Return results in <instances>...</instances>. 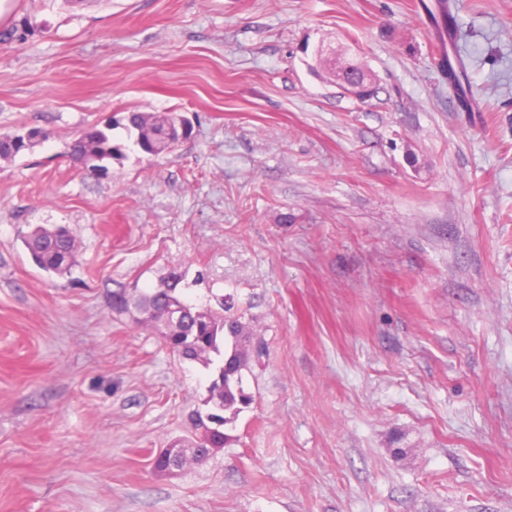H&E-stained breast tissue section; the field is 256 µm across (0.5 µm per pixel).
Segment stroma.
Segmentation results:
<instances>
[{"label": "stroma", "mask_w": 512, "mask_h": 512, "mask_svg": "<svg viewBox=\"0 0 512 512\" xmlns=\"http://www.w3.org/2000/svg\"><path fill=\"white\" fill-rule=\"evenodd\" d=\"M415 2L8 0L0 135H52L0 161V512H512V0H453L444 47ZM129 112L193 131L71 157ZM57 224L62 275L22 243ZM173 267L266 353L223 450L170 477L212 371L112 296ZM441 61L442 75L453 89L460 108L463 111L469 112L474 99L460 61L457 60V65L460 66V69L457 70L456 64L452 62L448 52L446 51L443 53ZM462 79L464 80L465 85ZM114 126L112 122L107 125L97 123L85 129L71 144V155L90 171L103 168L101 163L105 161L121 157L122 147L114 144L112 137Z\"/></svg>", "instance_id": "35a3bbf8"}]
</instances>
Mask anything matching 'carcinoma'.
I'll return each mask as SVG.
<instances>
[{
	"mask_svg": "<svg viewBox=\"0 0 512 512\" xmlns=\"http://www.w3.org/2000/svg\"><path fill=\"white\" fill-rule=\"evenodd\" d=\"M434 24L437 40L445 41L448 33V18L451 14V0H438L437 12H429ZM443 77L453 89L460 108L470 111L473 95L470 85L463 83V69L456 68L448 53H443L441 62ZM124 129L133 144L143 153H154V144L159 134L174 128L173 112H130L125 117ZM114 124H94L74 139L71 155L79 159L90 171L102 168V163L122 156L121 146L114 143L112 130ZM30 150L23 141L12 135H0V159L13 158ZM23 243L34 263L44 271L56 274L68 272L76 252V240L66 226L54 228L36 227L23 237ZM184 275L173 270L161 287L153 288L136 296L120 299L118 312L136 311L139 322L154 327L164 337L165 345L179 357L195 361L205 367L213 364L212 356L221 358L214 379L208 387L203 405L207 410L194 411L189 424L211 429L204 447L205 456L213 457L224 448L228 437L224 426L230 419L224 412L238 411V406L248 403L249 398L242 388V370L248 367L251 357L264 355L263 342H258L255 354L243 350L244 340L255 336L253 330L240 317L231 313L232 306L224 300L220 310L197 308L187 303L179 285ZM202 458L186 453L169 458L159 453L153 461V470L158 472L175 466L181 470L190 464H197Z\"/></svg>",
	"mask_w": 512,
	"mask_h": 512,
	"instance_id": "cac0c4a2",
	"label": "carcinoma"
}]
</instances>
